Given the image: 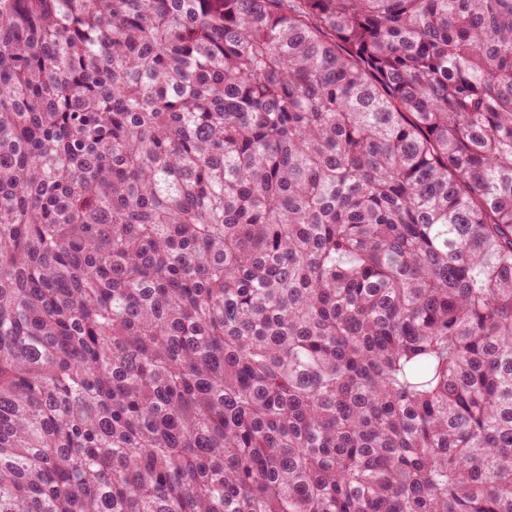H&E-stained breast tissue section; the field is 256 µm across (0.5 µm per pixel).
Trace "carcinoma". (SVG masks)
I'll return each instance as SVG.
<instances>
[{
  "label": "carcinoma",
  "instance_id": "1",
  "mask_svg": "<svg viewBox=\"0 0 512 512\" xmlns=\"http://www.w3.org/2000/svg\"><path fill=\"white\" fill-rule=\"evenodd\" d=\"M0 512H512V0H0Z\"/></svg>",
  "mask_w": 512,
  "mask_h": 512
}]
</instances>
